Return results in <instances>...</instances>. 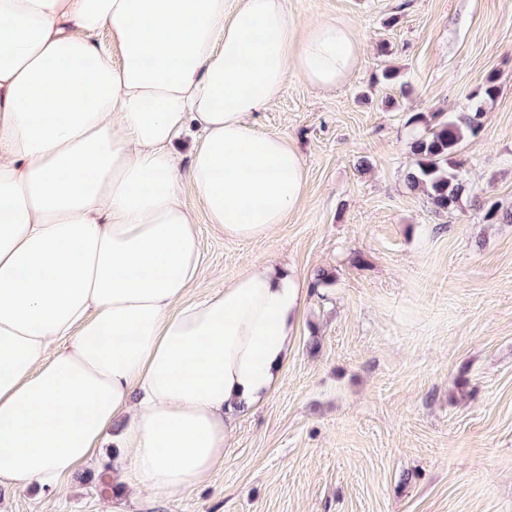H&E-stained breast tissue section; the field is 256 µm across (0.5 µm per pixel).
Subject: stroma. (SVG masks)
<instances>
[{"mask_svg":"<svg viewBox=\"0 0 512 512\" xmlns=\"http://www.w3.org/2000/svg\"><path fill=\"white\" fill-rule=\"evenodd\" d=\"M362 47L333 90L289 74L253 120L297 148L306 192L263 239L199 222L200 279L276 260L309 285L282 382L235 422L192 488L115 500L112 441L56 490H0V512H512V0H288ZM397 70L385 82L383 69ZM499 88L480 102L488 77ZM482 105L436 214L405 176L412 116ZM330 284L314 286L318 270Z\"/></svg>","mask_w":512,"mask_h":512,"instance_id":"stroma-1","label":"stroma"}]
</instances>
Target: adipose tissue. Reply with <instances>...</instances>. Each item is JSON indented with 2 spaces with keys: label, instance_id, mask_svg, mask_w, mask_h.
Segmentation results:
<instances>
[{
  "label": "adipose tissue",
  "instance_id": "1",
  "mask_svg": "<svg viewBox=\"0 0 512 512\" xmlns=\"http://www.w3.org/2000/svg\"><path fill=\"white\" fill-rule=\"evenodd\" d=\"M360 56L343 24L299 32L287 0H0V485L60 487L116 425L125 497L223 464L307 289L263 261L192 298L197 218L229 241L284 223L305 171L252 116L289 72L331 89Z\"/></svg>",
  "mask_w": 512,
  "mask_h": 512
}]
</instances>
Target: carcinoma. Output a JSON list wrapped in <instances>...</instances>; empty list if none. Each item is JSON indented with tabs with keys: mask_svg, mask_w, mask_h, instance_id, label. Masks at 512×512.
<instances>
[{
	"mask_svg": "<svg viewBox=\"0 0 512 512\" xmlns=\"http://www.w3.org/2000/svg\"><path fill=\"white\" fill-rule=\"evenodd\" d=\"M483 113L479 106L471 114L437 112L426 122L421 116L411 118L414 123L425 122V129L410 136L407 184L423 193L438 214L455 209L466 192L456 155L460 143L481 129Z\"/></svg>",
	"mask_w": 512,
	"mask_h": 512,
	"instance_id": "obj_1",
	"label": "carcinoma"
}]
</instances>
